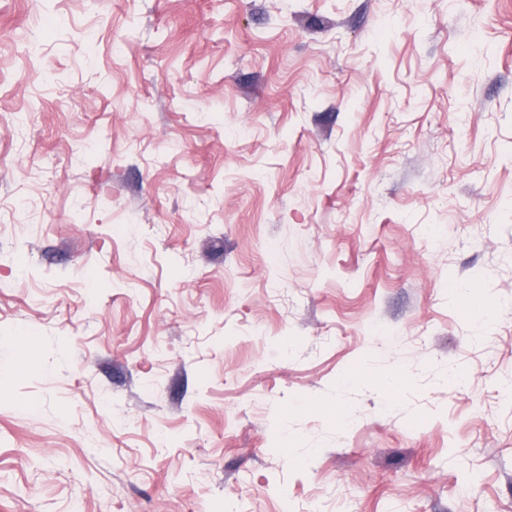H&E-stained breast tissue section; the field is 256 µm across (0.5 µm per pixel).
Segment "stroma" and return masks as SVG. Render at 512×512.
<instances>
[{
  "label": "stroma",
  "instance_id": "1",
  "mask_svg": "<svg viewBox=\"0 0 512 512\" xmlns=\"http://www.w3.org/2000/svg\"><path fill=\"white\" fill-rule=\"evenodd\" d=\"M511 386L512 0H0V512H512Z\"/></svg>",
  "mask_w": 512,
  "mask_h": 512
}]
</instances>
